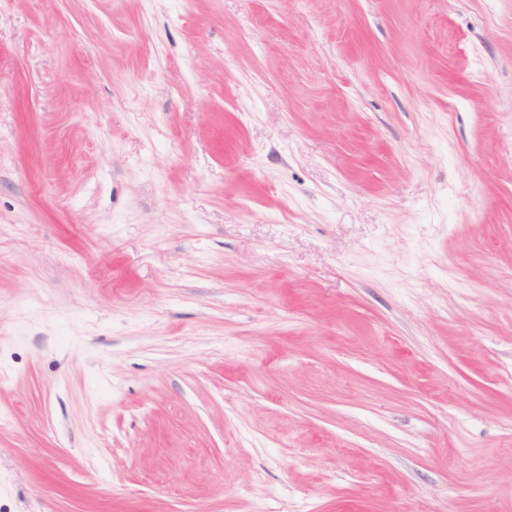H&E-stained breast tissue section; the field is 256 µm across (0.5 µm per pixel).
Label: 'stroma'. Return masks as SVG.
<instances>
[{
  "label": "stroma",
  "mask_w": 512,
  "mask_h": 512,
  "mask_svg": "<svg viewBox=\"0 0 512 512\" xmlns=\"http://www.w3.org/2000/svg\"><path fill=\"white\" fill-rule=\"evenodd\" d=\"M0 512H512V0H0Z\"/></svg>",
  "instance_id": "stroma-1"
}]
</instances>
